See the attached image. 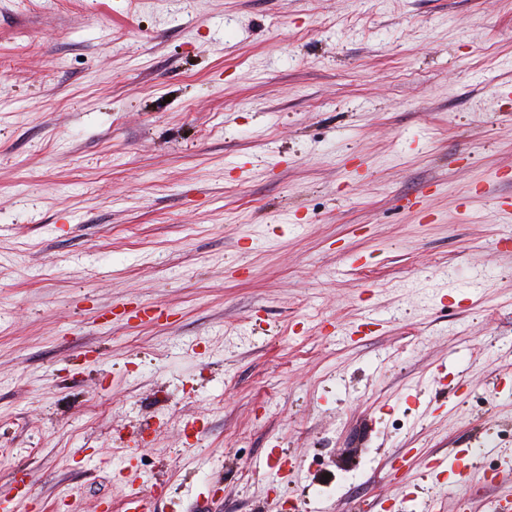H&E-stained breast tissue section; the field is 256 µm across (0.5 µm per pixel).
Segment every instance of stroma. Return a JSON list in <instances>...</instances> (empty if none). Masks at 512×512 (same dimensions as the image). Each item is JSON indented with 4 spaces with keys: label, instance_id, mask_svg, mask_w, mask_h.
Returning <instances> with one entry per match:
<instances>
[{
    "label": "stroma",
    "instance_id": "1",
    "mask_svg": "<svg viewBox=\"0 0 512 512\" xmlns=\"http://www.w3.org/2000/svg\"><path fill=\"white\" fill-rule=\"evenodd\" d=\"M509 194L512 0H0V500L490 512Z\"/></svg>",
    "mask_w": 512,
    "mask_h": 512
}]
</instances>
